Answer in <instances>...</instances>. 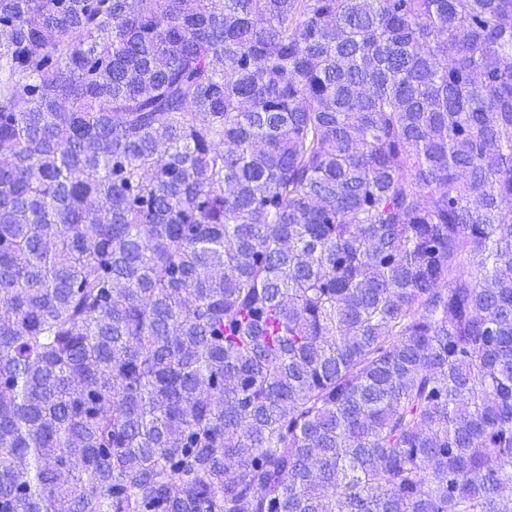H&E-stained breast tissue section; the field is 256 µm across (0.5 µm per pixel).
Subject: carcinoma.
Wrapping results in <instances>:
<instances>
[{"label": "carcinoma", "mask_w": 512, "mask_h": 512, "mask_svg": "<svg viewBox=\"0 0 512 512\" xmlns=\"http://www.w3.org/2000/svg\"><path fill=\"white\" fill-rule=\"evenodd\" d=\"M0 512H512V0H0Z\"/></svg>", "instance_id": "obj_1"}]
</instances>
